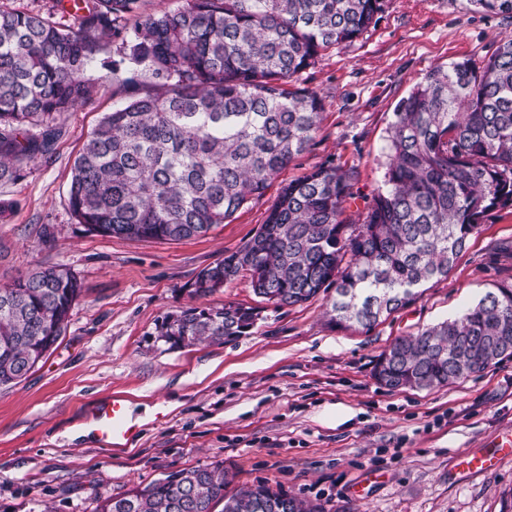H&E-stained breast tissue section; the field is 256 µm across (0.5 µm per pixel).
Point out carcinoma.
I'll use <instances>...</instances> for the list:
<instances>
[{
	"label": "carcinoma",
	"mask_w": 512,
	"mask_h": 512,
	"mask_svg": "<svg viewBox=\"0 0 512 512\" xmlns=\"http://www.w3.org/2000/svg\"><path fill=\"white\" fill-rule=\"evenodd\" d=\"M385 0H67L32 9L0 2V181L52 150L56 115L92 98L86 72L106 44L152 90L105 113L76 157L69 205L87 231L179 241L231 218L311 145L323 101L299 84L321 52L352 42ZM512 15V0H470ZM43 125L38 135L29 127ZM384 185L345 217L355 175L327 161L281 187L265 224L202 269L196 299L240 275L276 309L335 289L330 322L370 330L448 276L487 213L512 206V37L481 63L438 66L393 112ZM64 264H41L0 288V386L22 381L65 334L82 295ZM259 306L191 305L163 317L171 349L222 344L250 332ZM512 356V285L460 316L394 340L377 357L390 390L445 386ZM215 461L97 498L96 512H325L265 483L224 493Z\"/></svg>",
	"instance_id": "1"
}]
</instances>
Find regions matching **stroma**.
Masks as SVG:
<instances>
[{
	"label": "stroma",
	"instance_id": "35a3bbf8",
	"mask_svg": "<svg viewBox=\"0 0 512 512\" xmlns=\"http://www.w3.org/2000/svg\"><path fill=\"white\" fill-rule=\"evenodd\" d=\"M508 36L512 18L469 0H387L361 36L301 73L324 104L313 146L232 218L181 241L94 235L71 215L68 184L85 140L103 113L148 86L128 66L121 81L107 79L118 57L108 44L87 73L92 100L56 117L52 157L0 182V287L40 263L65 264L83 284L57 348L0 388V512H94L97 495L218 460L232 489L264 482L334 512H502L512 458L484 474L457 459L512 437V358L421 391H390L372 368L396 338L512 283V207L489 212L447 278L370 331L333 326L327 292L265 307L253 330L224 344L168 350L154 333L191 305L187 287L202 268L257 233L282 184L331 158L355 173L348 213L365 211L383 185L398 102L433 68L482 61ZM113 395L139 421L135 440L74 437Z\"/></svg>",
	"mask_w": 512,
	"mask_h": 512
}]
</instances>
